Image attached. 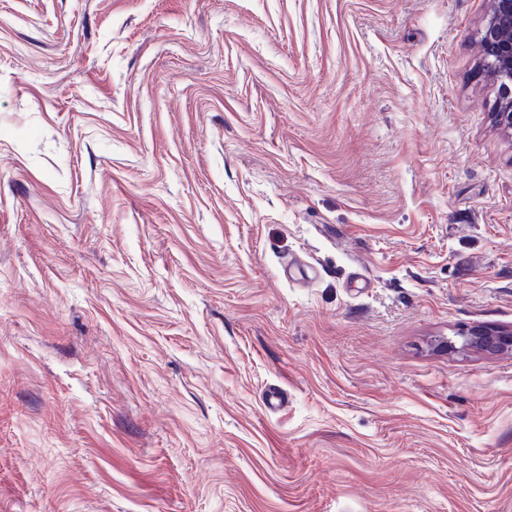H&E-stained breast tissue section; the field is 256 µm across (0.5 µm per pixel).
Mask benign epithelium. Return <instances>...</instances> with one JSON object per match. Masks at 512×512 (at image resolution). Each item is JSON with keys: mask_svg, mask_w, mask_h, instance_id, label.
Returning a JSON list of instances; mask_svg holds the SVG:
<instances>
[{"mask_svg": "<svg viewBox=\"0 0 512 512\" xmlns=\"http://www.w3.org/2000/svg\"><path fill=\"white\" fill-rule=\"evenodd\" d=\"M512 0H491V10L484 25L481 41L492 79L500 87V96L492 116L495 124L512 130ZM461 348L477 349L488 354L512 350V331H494L473 327L461 334Z\"/></svg>", "mask_w": 512, "mask_h": 512, "instance_id": "1", "label": "benign epithelium"}]
</instances>
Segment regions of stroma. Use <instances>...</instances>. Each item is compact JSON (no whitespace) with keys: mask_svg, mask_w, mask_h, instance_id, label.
I'll list each match as a JSON object with an SVG mask.
<instances>
[{"mask_svg":"<svg viewBox=\"0 0 512 512\" xmlns=\"http://www.w3.org/2000/svg\"><path fill=\"white\" fill-rule=\"evenodd\" d=\"M489 9L0 0V512H512ZM462 349H477L488 354H502L512 350V331H494L473 327L459 336Z\"/></svg>","mask_w":512,"mask_h":512,"instance_id":"stroma-1","label":"stroma"}]
</instances>
